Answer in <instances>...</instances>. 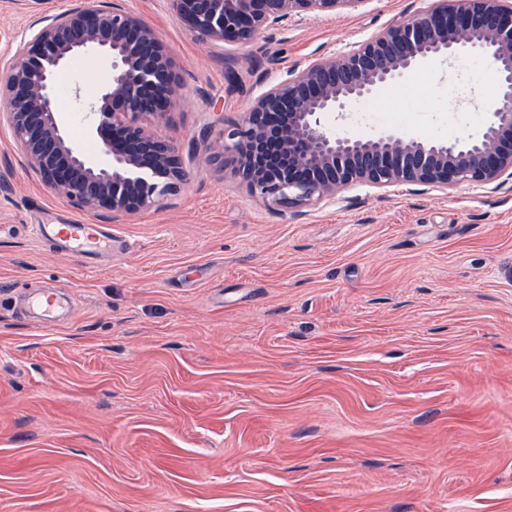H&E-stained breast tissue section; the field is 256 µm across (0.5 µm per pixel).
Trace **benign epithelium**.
Here are the masks:
<instances>
[{
  "label": "benign epithelium",
  "mask_w": 512,
  "mask_h": 512,
  "mask_svg": "<svg viewBox=\"0 0 512 512\" xmlns=\"http://www.w3.org/2000/svg\"><path fill=\"white\" fill-rule=\"evenodd\" d=\"M188 32L221 45H246L303 14L351 10L365 0H171ZM468 48L491 57L501 102L466 138L425 141L394 132L365 137L331 128L353 102L399 82L416 65L445 64ZM93 54L104 77L73 97L104 160L87 156L60 120L55 76L74 56ZM174 57L154 27L114 0H77L41 21L0 71V124L28 166L57 196L87 211L129 216L184 184L176 142L143 117L162 118L178 101ZM218 156L250 195L287 209L334 199L359 183L446 191L512 180V0H424L418 14L391 24L340 58L313 57L251 98L243 118L224 121Z\"/></svg>",
  "instance_id": "benign-epithelium-1"
}]
</instances>
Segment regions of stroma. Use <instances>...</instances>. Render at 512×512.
I'll list each match as a JSON object with an SVG mask.
<instances>
[{"label":"stroma","instance_id":"obj_1","mask_svg":"<svg viewBox=\"0 0 512 512\" xmlns=\"http://www.w3.org/2000/svg\"><path fill=\"white\" fill-rule=\"evenodd\" d=\"M73 0H0V69ZM172 48L180 100L154 120L190 178L161 207L113 221L68 205L0 126V512H512V182L440 192L356 184L301 215L224 176L219 136L290 67L339 55L417 14L364 0L242 47L207 45L170 0H123ZM402 131L439 137L498 103L489 78L415 67ZM62 118L87 152L71 90ZM110 226L127 251L86 263L40 224ZM66 288L70 315L25 311Z\"/></svg>","mask_w":512,"mask_h":512}]
</instances>
